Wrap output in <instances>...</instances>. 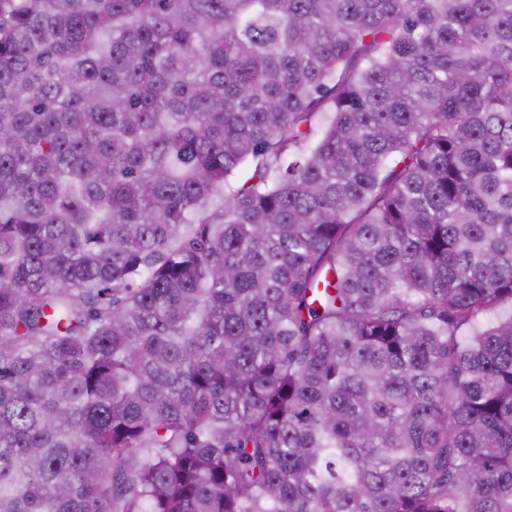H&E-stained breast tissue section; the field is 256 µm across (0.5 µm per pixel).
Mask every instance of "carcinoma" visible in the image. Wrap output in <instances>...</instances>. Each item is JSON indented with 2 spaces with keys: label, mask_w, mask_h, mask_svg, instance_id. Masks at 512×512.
<instances>
[{
  "label": "carcinoma",
  "mask_w": 512,
  "mask_h": 512,
  "mask_svg": "<svg viewBox=\"0 0 512 512\" xmlns=\"http://www.w3.org/2000/svg\"><path fill=\"white\" fill-rule=\"evenodd\" d=\"M0 512H512V0H0Z\"/></svg>",
  "instance_id": "1"
}]
</instances>
